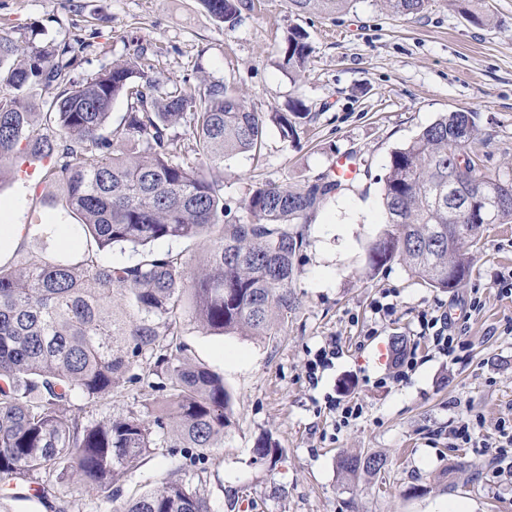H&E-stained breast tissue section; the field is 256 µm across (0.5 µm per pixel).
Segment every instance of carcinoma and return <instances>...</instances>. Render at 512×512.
<instances>
[{
    "mask_svg": "<svg viewBox=\"0 0 512 512\" xmlns=\"http://www.w3.org/2000/svg\"><path fill=\"white\" fill-rule=\"evenodd\" d=\"M232 29L252 0H201ZM350 0H286L293 13H331ZM400 18L423 13L429 0H385ZM0 35V179L18 158L50 159L44 182L56 185L67 214L88 238L80 258L42 247L0 263V502L24 486L41 503L73 477L106 512H211L194 482L208 451L224 439L232 398L224 378L192 358L181 340L190 312L209 334L266 336L288 321L295 258L305 224L326 200L353 182L326 174L311 185L266 183L249 194L246 216L228 218L216 172L237 154L261 150L266 126L299 138L310 112H255L225 81H171L154 76L153 56L138 47L120 62L76 81L72 72L89 43H39ZM312 46L293 28L283 64L302 72ZM44 92L36 107L31 91ZM126 103L117 127L112 105ZM471 113L452 111L395 148L381 190L385 228L367 261L376 271L402 262L439 290L469 277L475 247L492 224L512 223V197L495 200L512 174L480 158ZM488 192L479 220L462 232L450 195ZM183 241L181 250L160 249ZM129 247L133 262L102 255ZM126 383L139 384L138 407L107 411ZM76 398L84 400L77 406ZM160 448L188 467L120 503L119 483ZM386 459L342 452L338 469L377 474Z\"/></svg>",
    "mask_w": 512,
    "mask_h": 512,
    "instance_id": "1",
    "label": "carcinoma"
}]
</instances>
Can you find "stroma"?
Masks as SVG:
<instances>
[{"instance_id":"1","label":"stroma","mask_w":512,"mask_h":512,"mask_svg":"<svg viewBox=\"0 0 512 512\" xmlns=\"http://www.w3.org/2000/svg\"><path fill=\"white\" fill-rule=\"evenodd\" d=\"M235 29L200 0H0V34L20 38L29 24L43 41L87 38L76 78L125 59L136 47L156 53L163 80L207 76L235 86L249 108L285 112L302 100L310 120L296 142L268 127L259 155L224 163V204L242 203L259 184L301 188L335 173L337 158L357 168L355 188L328 199L301 225L288 321L269 336H215L193 320L183 341L224 378L233 424L209 452L200 487L212 512H512V477L488 482L491 451L448 432L479 417L484 433L512 424V296L496 284L512 269V224H494L475 252L467 283L444 292L392 263L367 264L381 232L380 190L392 150L439 115L472 113L489 169L512 167V0H430L416 18H397L383 0H351L339 13H289L284 0H255ZM488 14L474 24L468 11ZM301 27L313 53L295 74L279 45ZM49 185L0 181V205L33 227L26 246L57 248L47 236L56 208ZM477 308H469L470 298ZM391 305V313L379 305ZM452 314L462 345L446 355L421 335L424 312ZM407 341L415 369L398 377L390 346ZM336 354L309 374L324 346ZM355 400L361 416L337 422L332 404ZM282 450L277 464L257 460L259 442ZM379 454L381 473L348 479L338 452ZM178 456L155 455L121 488V499L151 490Z\"/></svg>"}]
</instances>
